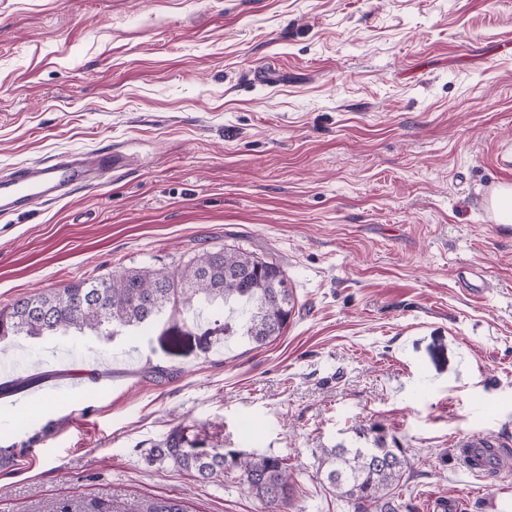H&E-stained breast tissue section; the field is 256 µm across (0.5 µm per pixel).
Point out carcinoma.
Returning <instances> with one entry per match:
<instances>
[{
    "label": "carcinoma",
    "mask_w": 512,
    "mask_h": 512,
    "mask_svg": "<svg viewBox=\"0 0 512 512\" xmlns=\"http://www.w3.org/2000/svg\"><path fill=\"white\" fill-rule=\"evenodd\" d=\"M229 310L224 335L257 346L277 339L295 314V298L281 263L239 247L205 249L173 270L130 267L80 278L16 299L0 308V340L44 336L59 330L114 336L157 320L169 309L196 313V304ZM363 447L343 443L320 449L322 481L352 512H410L396 494L408 467L406 450L389 444L379 427L355 431ZM149 460L170 462L203 480L232 479L260 500L267 512H288L296 482L286 459L233 448H201L185 429H173ZM125 512H184L174 498L134 501Z\"/></svg>",
    "instance_id": "carcinoma-1"
}]
</instances>
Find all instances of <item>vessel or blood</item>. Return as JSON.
Segmentation results:
<instances>
[{"mask_svg": "<svg viewBox=\"0 0 512 512\" xmlns=\"http://www.w3.org/2000/svg\"><path fill=\"white\" fill-rule=\"evenodd\" d=\"M127 154L112 150L102 153L66 155L50 164L35 162L0 179V212L30 211L36 204L65 197L72 190L98 182L105 173L125 170ZM459 465L477 476L500 473L503 451L494 439L466 434L457 441Z\"/></svg>", "mask_w": 512, "mask_h": 512, "instance_id": "1", "label": "vessel or blood"}]
</instances>
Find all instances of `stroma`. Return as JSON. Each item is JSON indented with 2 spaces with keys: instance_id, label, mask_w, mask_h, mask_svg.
Wrapping results in <instances>:
<instances>
[{
  "instance_id": "obj_1",
  "label": "stroma",
  "mask_w": 512,
  "mask_h": 512,
  "mask_svg": "<svg viewBox=\"0 0 512 512\" xmlns=\"http://www.w3.org/2000/svg\"><path fill=\"white\" fill-rule=\"evenodd\" d=\"M112 149L128 169L0 213V307L239 246L281 262L295 315L261 347L211 336L210 306L0 341V512H266L148 464L179 425L286 458L291 512H350L318 456L372 424L406 450L413 512H512V468L454 451L512 443V233L487 211L512 177V0H0V176ZM496 446L494 439L484 435L464 434L457 441L458 448H455L458 463L465 471L477 476L500 475L503 449ZM501 465L511 467V461L503 458ZM125 512H184L182 504L174 498L134 501Z\"/></svg>"
}]
</instances>
